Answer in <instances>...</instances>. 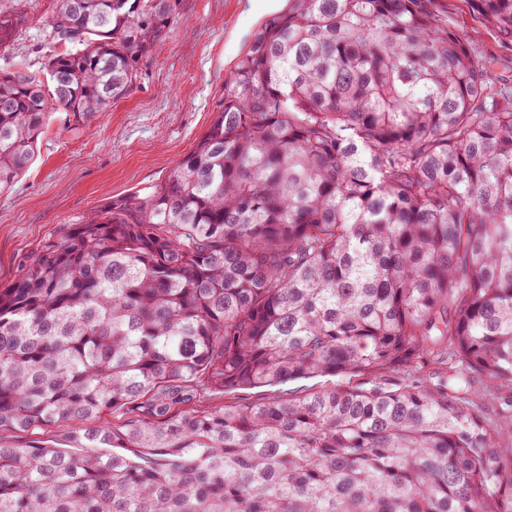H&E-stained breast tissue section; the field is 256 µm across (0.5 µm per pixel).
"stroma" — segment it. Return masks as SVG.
Masks as SVG:
<instances>
[{"mask_svg":"<svg viewBox=\"0 0 512 512\" xmlns=\"http://www.w3.org/2000/svg\"><path fill=\"white\" fill-rule=\"evenodd\" d=\"M448 21L492 60L494 82L512 83V47L501 45L465 0H444ZM288 0H177L166 40L144 63L129 94L77 132L50 117L28 171L0 194V285L13 281L46 239L113 198L163 180L205 132L224 82L254 31ZM54 0H0V13L26 12L27 28L0 51V73L41 72ZM315 377L226 393L224 402H260L290 391L334 387Z\"/></svg>","mask_w":512,"mask_h":512,"instance_id":"obj_1","label":"stroma"}]
</instances>
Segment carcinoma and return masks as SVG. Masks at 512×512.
<instances>
[{
  "mask_svg": "<svg viewBox=\"0 0 512 512\" xmlns=\"http://www.w3.org/2000/svg\"><path fill=\"white\" fill-rule=\"evenodd\" d=\"M512 44V0H467ZM175 0H56L46 78L0 73V193L51 112L109 111ZM26 15H0V48ZM443 0H288L168 177L0 286V512H512V85ZM482 374L499 399L378 382ZM368 379L263 402L207 393ZM123 419L95 424L106 412ZM57 428L52 427L45 431H35L34 433L2 430L0 432V442L12 443L15 445H25L32 441H41L53 444L57 438Z\"/></svg>",
  "mask_w": 512,
  "mask_h": 512,
  "instance_id": "1",
  "label": "carcinoma"
}]
</instances>
